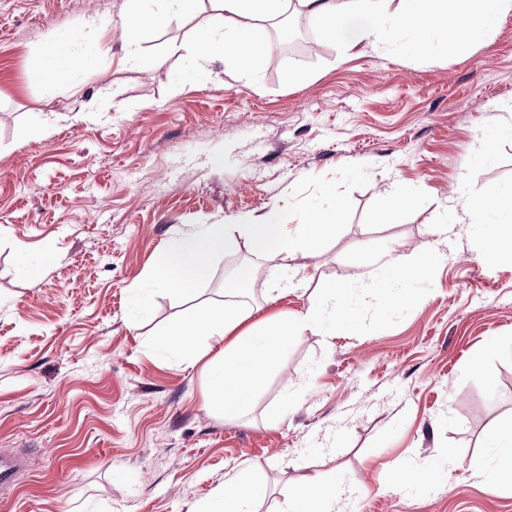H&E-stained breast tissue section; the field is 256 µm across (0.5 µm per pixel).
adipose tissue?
Here are the masks:
<instances>
[{"label":"adipose tissue","instance_id":"obj_1","mask_svg":"<svg viewBox=\"0 0 512 512\" xmlns=\"http://www.w3.org/2000/svg\"><path fill=\"white\" fill-rule=\"evenodd\" d=\"M128 0L126 55L132 64L148 68L138 40L146 26H160L174 17L193 15L201 0ZM215 14L211 25L196 38L190 63L205 70L218 60H229L240 71L252 68L268 47L263 22L277 19L288 0H211ZM302 14L314 21L323 41L347 48L376 46L407 39L414 54L426 53L441 37L459 54L471 51L477 35L491 34L501 17L512 11V0H407L400 11L389 10L387 0H297ZM465 216L484 226L481 261L500 255L504 227L498 217H512V188L471 198ZM345 291L324 288L318 304L307 311L273 320L253 321V309L242 302L206 303L173 322L160 343L164 352L189 362H203L207 378V404L235 418L249 402L264 374L272 369L289 337L306 332L327 334L337 314L345 310ZM203 336L225 339L226 345L208 361H201L198 341ZM262 490L249 466H240L223 497L200 503L194 512H250Z\"/></svg>","mask_w":512,"mask_h":512}]
</instances>
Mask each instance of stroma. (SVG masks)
Segmentation results:
<instances>
[{
    "label": "stroma",
    "mask_w": 512,
    "mask_h": 512,
    "mask_svg": "<svg viewBox=\"0 0 512 512\" xmlns=\"http://www.w3.org/2000/svg\"><path fill=\"white\" fill-rule=\"evenodd\" d=\"M126 2L0 0V448L29 461L0 512H193L243 462L265 487L257 512H280L314 475L337 512H512V483L486 480L496 460L483 446L512 420V251L483 264L484 228L459 208L512 186V14L465 56L441 38L423 56L348 52L302 16L311 52L268 49L244 73L189 64L210 0L142 32L155 66L126 62ZM91 16L86 70L45 86L48 36ZM44 116L48 137L34 127ZM347 163L366 165L369 183L332 243L289 257L287 294L268 299L278 260L241 244L195 298L223 301L248 266L263 318L306 311L327 284L347 291L331 335L290 339L242 416L225 419L204 404L201 365L158 346L186 303L158 296L134 324L129 296L190 225L263 217L287 187ZM395 186L408 202L385 224ZM440 224L454 227L443 262L362 296L358 278L386 276L379 253L415 264ZM42 256L30 278L22 259ZM405 468L417 478L400 491Z\"/></svg>",
    "instance_id": "35a3bbf8"
}]
</instances>
